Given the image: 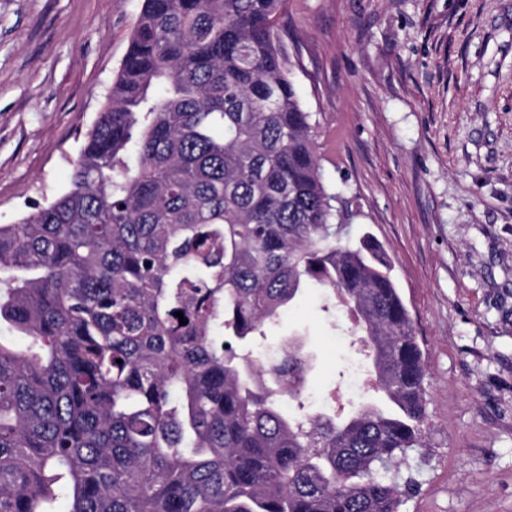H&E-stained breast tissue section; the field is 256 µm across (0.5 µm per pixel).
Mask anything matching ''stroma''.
Listing matches in <instances>:
<instances>
[{"label": "stroma", "mask_w": 512, "mask_h": 512, "mask_svg": "<svg viewBox=\"0 0 512 512\" xmlns=\"http://www.w3.org/2000/svg\"><path fill=\"white\" fill-rule=\"evenodd\" d=\"M143 0H0V225L70 186ZM290 69L348 239L388 250L426 369L400 512H512V0H288ZM309 291L314 399L362 358Z\"/></svg>", "instance_id": "35a3bbf8"}]
</instances>
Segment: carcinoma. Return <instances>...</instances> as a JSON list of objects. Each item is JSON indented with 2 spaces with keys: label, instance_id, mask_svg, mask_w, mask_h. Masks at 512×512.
Returning <instances> with one entry per match:
<instances>
[{
  "label": "carcinoma",
  "instance_id": "obj_1",
  "mask_svg": "<svg viewBox=\"0 0 512 512\" xmlns=\"http://www.w3.org/2000/svg\"><path fill=\"white\" fill-rule=\"evenodd\" d=\"M286 2L144 0L70 188L0 225V320L29 339L0 342V512H399L415 491L422 351L384 246L341 240ZM311 286L384 404L313 412L304 341L264 357Z\"/></svg>",
  "mask_w": 512,
  "mask_h": 512
}]
</instances>
